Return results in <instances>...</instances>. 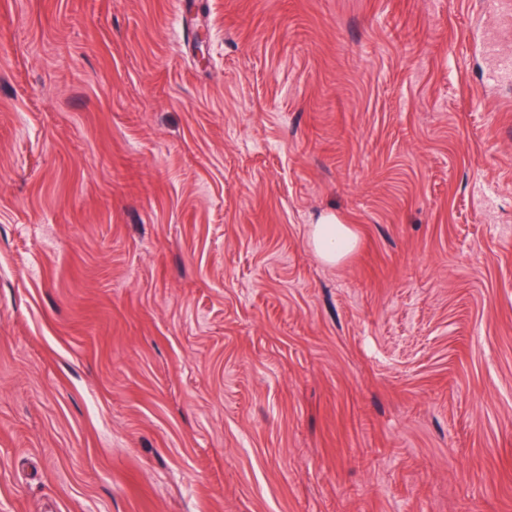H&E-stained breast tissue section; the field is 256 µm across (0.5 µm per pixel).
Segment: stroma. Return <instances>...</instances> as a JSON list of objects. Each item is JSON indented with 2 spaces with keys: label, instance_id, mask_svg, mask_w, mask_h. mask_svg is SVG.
<instances>
[{
  "label": "stroma",
  "instance_id": "obj_1",
  "mask_svg": "<svg viewBox=\"0 0 512 512\" xmlns=\"http://www.w3.org/2000/svg\"><path fill=\"white\" fill-rule=\"evenodd\" d=\"M488 11L0 0V512H512ZM311 241L320 258L326 263L337 264L355 247V237L347 224L328 216L322 224H315Z\"/></svg>",
  "mask_w": 512,
  "mask_h": 512
}]
</instances>
